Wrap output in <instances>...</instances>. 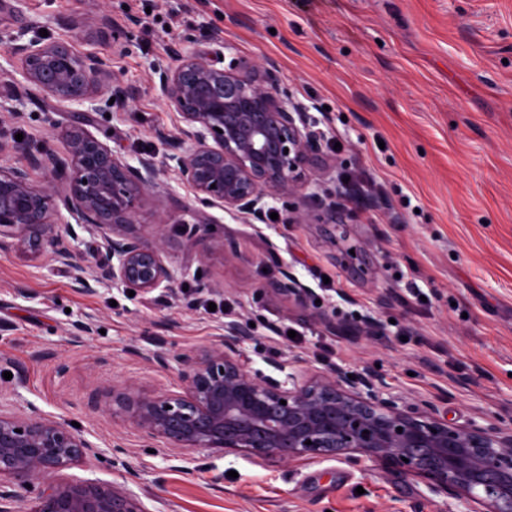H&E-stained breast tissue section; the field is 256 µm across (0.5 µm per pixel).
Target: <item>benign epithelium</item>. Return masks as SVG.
<instances>
[{"mask_svg":"<svg viewBox=\"0 0 512 512\" xmlns=\"http://www.w3.org/2000/svg\"><path fill=\"white\" fill-rule=\"evenodd\" d=\"M213 44L160 70L162 96L184 123L178 175L201 204L259 218L266 195L289 199L297 193L321 143L308 129L303 107L281 98L272 68L238 61L226 66L223 37L215 36ZM17 52L24 80L41 93L78 104H93L101 94L96 56L77 55L59 41H35ZM64 136L69 163L62 194L49 180L34 183L27 168L0 165V248L11 238L19 249L73 268L86 283L85 260L69 242L75 230L58 221L62 205L76 223L100 230L108 262L98 267L99 280L142 291L172 284L175 274L162 249L124 231L136 223L143 196L156 184L155 162L129 165L83 129ZM29 167L55 170L58 160L48 153L32 156ZM249 335L245 322L224 325L221 343L188 362L182 394L128 389L112 392V403L149 439L170 448L290 461L358 452L427 480L469 512H512L511 428L450 425L429 403L406 405L395 396L364 393L336 370L264 377L240 361L238 346ZM90 448L63 422L0 411V485L12 487L0 490V512H14L9 504L18 500L17 489L34 478L44 485L30 512H148L125 487L54 479Z\"/></svg>","mask_w":512,"mask_h":512,"instance_id":"obj_1","label":"benign epithelium"}]
</instances>
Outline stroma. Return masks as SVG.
Masks as SVG:
<instances>
[{
  "mask_svg": "<svg viewBox=\"0 0 512 512\" xmlns=\"http://www.w3.org/2000/svg\"><path fill=\"white\" fill-rule=\"evenodd\" d=\"M93 8L111 37L86 28ZM147 21L170 34L146 41ZM218 30L226 60L274 63L322 135L298 193L265 197L260 221L202 205L177 174L180 118L158 71ZM43 34L102 59L96 105L24 94L16 48ZM72 125L130 165L157 162L126 231L152 241L166 214L177 280L132 293L0 250V409L78 423L94 445L57 481L128 488L149 512H467L359 453L283 463L165 447L113 413L112 390L182 392L178 357L220 343L232 320L252 325L250 370L338 369L451 424L512 428V0H0L5 163L66 160ZM291 277L308 303L280 290ZM284 324L300 342L277 336Z\"/></svg>",
  "mask_w": 512,
  "mask_h": 512,
  "instance_id": "1",
  "label": "stroma"
}]
</instances>
